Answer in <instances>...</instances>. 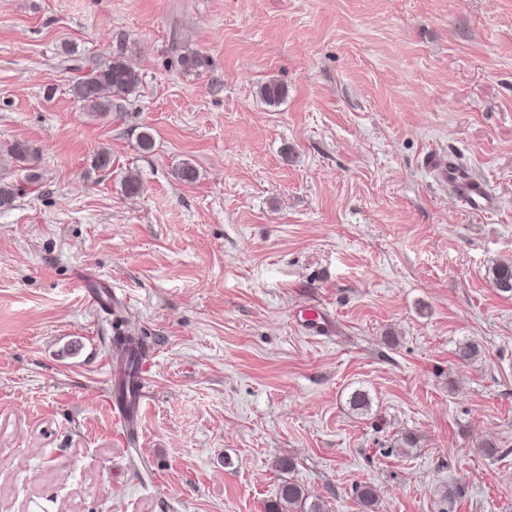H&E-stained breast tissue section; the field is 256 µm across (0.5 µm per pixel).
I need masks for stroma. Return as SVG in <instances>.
<instances>
[{
  "label": "stroma",
  "instance_id": "obj_1",
  "mask_svg": "<svg viewBox=\"0 0 512 512\" xmlns=\"http://www.w3.org/2000/svg\"><path fill=\"white\" fill-rule=\"evenodd\" d=\"M117 52L140 88L87 114L70 84ZM15 141L41 178L0 212V512H265L283 457L329 512L367 483L378 512H512V293L490 282L512 262V0H0ZM118 324L149 362L133 441L107 403ZM436 163L443 179L448 181L467 209L482 210L489 206V195L481 183L464 178L457 167L450 162L436 161ZM86 299L94 306L110 310L120 309L123 301L109 288H84Z\"/></svg>",
  "mask_w": 512,
  "mask_h": 512
}]
</instances>
